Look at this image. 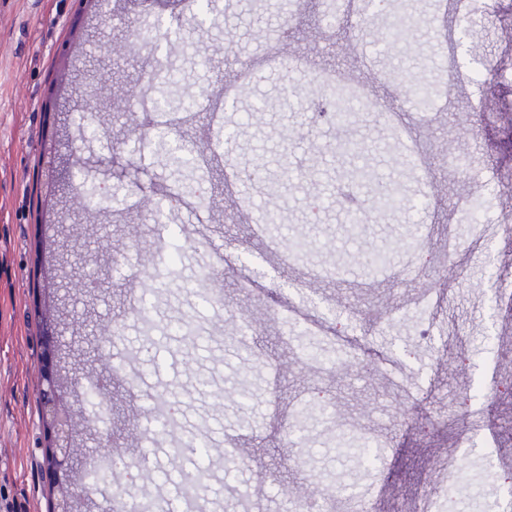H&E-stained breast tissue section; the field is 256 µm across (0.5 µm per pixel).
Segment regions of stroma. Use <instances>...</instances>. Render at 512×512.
<instances>
[{"mask_svg":"<svg viewBox=\"0 0 512 512\" xmlns=\"http://www.w3.org/2000/svg\"><path fill=\"white\" fill-rule=\"evenodd\" d=\"M142 8L0 0V512H53L57 485L38 467L54 443L38 400L46 373L74 408L100 386L95 422L58 473L74 512H120L139 495L175 512H287L280 488L322 471L338 476L336 512L361 498L371 512H420L453 472L474 491L438 512H492L512 471V234L500 230L512 224V0H415L414 40L399 49L373 26L370 0H336L327 27L322 0L288 11L222 0L217 16L180 25L185 0H156L145 35ZM245 66L253 80L220 112L233 150L194 175L210 213L193 193L159 213L80 193L83 178L158 199L185 180L109 151L155 134L142 112L115 111L117 94L157 75L217 94ZM330 74L376 108H355L344 128L321 118L310 86ZM419 84L448 95L420 111ZM288 98L302 109L284 110ZM89 101L107 131L82 141ZM340 138L361 144L378 189L408 185L386 216L370 192H342ZM236 167L265 177L234 178ZM404 233L421 236L420 256L396 249L377 274L357 263L364 243ZM297 234L311 242L300 258L288 252ZM244 381L246 403L225 401ZM318 386L324 411L302 418ZM157 397L175 410L178 442L201 448L171 455L147 413ZM106 434L136 480L113 472L88 497L77 477ZM199 464L208 477L194 501L160 478Z\"/></svg>","mask_w":512,"mask_h":512,"instance_id":"obj_1","label":"stroma"}]
</instances>
